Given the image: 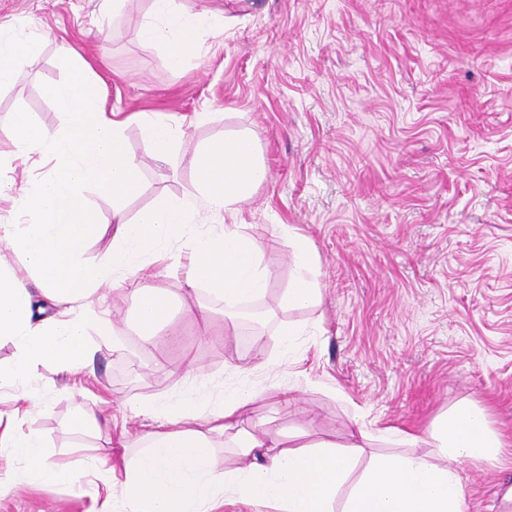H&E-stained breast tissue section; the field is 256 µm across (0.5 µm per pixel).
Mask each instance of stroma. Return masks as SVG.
<instances>
[{
	"label": "stroma",
	"instance_id": "1",
	"mask_svg": "<svg viewBox=\"0 0 512 512\" xmlns=\"http://www.w3.org/2000/svg\"><path fill=\"white\" fill-rule=\"evenodd\" d=\"M151 0H0V22L42 44L0 90V155L14 145L7 118L19 107L49 128L60 109L43 95L64 79L57 48L71 43L107 82L114 110L182 122L171 161L157 163L138 126L126 128L141 188L136 215L156 199L195 195L188 157L223 133L248 131L262 183L254 197L196 223L148 265L147 283L176 290L195 264L194 242L238 224L263 250L272 275L257 302L258 330L225 327L223 301L207 288L181 300L180 345L157 343L192 371L168 376L143 363L136 301L124 291L91 296L106 311L120 353L101 349L90 375L37 366L31 401L0 390V425L41 435L52 460L108 454L120 464L122 430L145 418L131 408L175 401L192 383L214 394L252 389L244 428L348 445L356 425L431 429L472 401L512 439V0H183L199 24L184 67L143 47L138 23ZM199 112L210 113L203 124ZM312 247L319 302L283 301L295 274L285 237ZM217 315L199 333V310ZM300 333L290 342L288 325ZM296 401L276 406V388ZM111 418L86 437L70 424L75 401ZM465 512H512L502 489L512 464L466 459ZM24 461L0 453V512H124L106 472L81 483L34 485Z\"/></svg>",
	"mask_w": 512,
	"mask_h": 512
}]
</instances>
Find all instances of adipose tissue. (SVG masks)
Returning <instances> with one entry per match:
<instances>
[{"label":"adipose tissue","instance_id":"ef3b65f1","mask_svg":"<svg viewBox=\"0 0 512 512\" xmlns=\"http://www.w3.org/2000/svg\"><path fill=\"white\" fill-rule=\"evenodd\" d=\"M139 38L146 48L162 50L169 65L178 68L196 49L198 25L185 14L181 0H151ZM39 50L37 39L21 37L11 24L0 23V88ZM60 57L67 80L44 88L61 109L58 128L46 127L36 113L24 109L12 112L7 122L16 155L40 153L52 169L19 187L0 180V200L31 217L26 224L0 226V236L8 239L26 272L21 278L14 268L0 265V341H10L15 349L12 364L0 366V390H14L23 401L29 398L26 385L38 365L51 363L61 372L77 374L89 368L98 352L88 341L90 332L109 342L108 323L84 304L100 288H119L136 297V326L144 342L177 336L171 295L158 294L141 277L115 279L114 271L164 251L192 215L191 201L162 197L137 218H128L124 202L139 191L140 182L139 163L124 137L127 122L141 125L155 159L163 163L180 129L143 112L125 119L110 114L104 79L91 63L67 44L61 45ZM189 164L212 215L247 201L260 183L253 142L244 134L213 141L194 152ZM88 184L111 193V224H102L82 199L81 189ZM106 234L112 237L111 250L84 260L87 241ZM195 251L185 294L208 288L222 298L224 315L231 318L238 306L264 292L270 271L261 249L237 227L198 237ZM293 254L297 274L285 300L301 306L315 301L320 290L310 245L294 243ZM255 398L247 389L215 397L201 386L177 403L140 408V415L151 421L140 434L144 446L124 457L119 469L107 455L78 465L52 461L34 433H1L0 447L26 462V476L34 482H73L103 469L111 475L122 472L128 512H211L214 503L230 496L267 504L274 512H334L341 493L346 496L341 512H464L454 462H504L507 442L492 427L486 408L476 403L449 410L424 435L394 426L380 429L381 439L407 444L413 451L375 458L360 470V445L286 447L278 433L244 431L243 416ZM226 434L248 460L242 469L217 466L213 438ZM423 444L429 454H416Z\"/></svg>","mask_w":512,"mask_h":512}]
</instances>
